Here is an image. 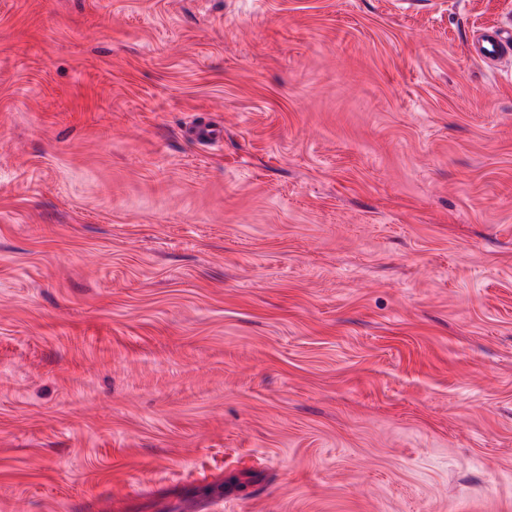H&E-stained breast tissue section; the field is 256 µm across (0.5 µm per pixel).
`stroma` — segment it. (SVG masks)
Returning a JSON list of instances; mask_svg holds the SVG:
<instances>
[{
    "instance_id": "1",
    "label": "stroma",
    "mask_w": 512,
    "mask_h": 512,
    "mask_svg": "<svg viewBox=\"0 0 512 512\" xmlns=\"http://www.w3.org/2000/svg\"><path fill=\"white\" fill-rule=\"evenodd\" d=\"M509 19L0 0V512H512ZM512 21L509 19L501 29L487 28L468 44L472 57L479 60L508 58L511 51Z\"/></svg>"
}]
</instances>
